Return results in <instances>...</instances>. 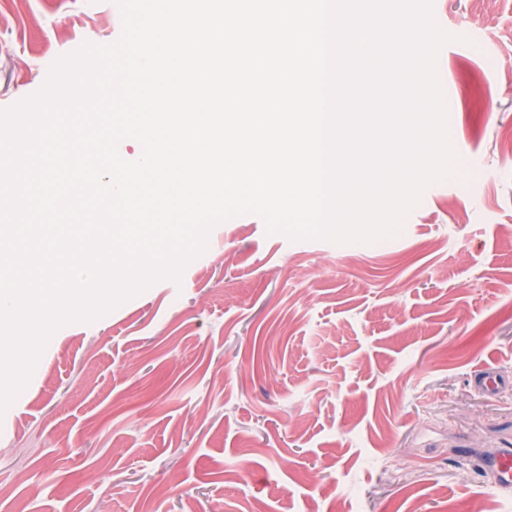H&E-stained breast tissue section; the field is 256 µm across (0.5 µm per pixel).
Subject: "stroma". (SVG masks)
<instances>
[{
  "instance_id": "stroma-1",
  "label": "stroma",
  "mask_w": 512,
  "mask_h": 512,
  "mask_svg": "<svg viewBox=\"0 0 512 512\" xmlns=\"http://www.w3.org/2000/svg\"><path fill=\"white\" fill-rule=\"evenodd\" d=\"M460 174L365 243L214 226L180 280L58 328L0 414V512H512V0H432ZM122 32L0 0V110ZM504 384L474 387L486 367ZM480 463L498 489L512 490V448L490 449L481 456Z\"/></svg>"
}]
</instances>
